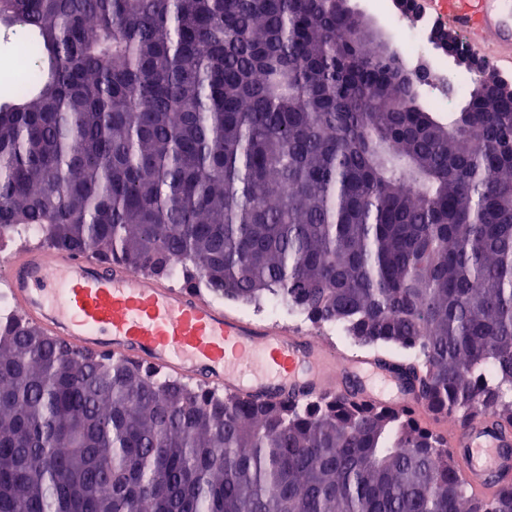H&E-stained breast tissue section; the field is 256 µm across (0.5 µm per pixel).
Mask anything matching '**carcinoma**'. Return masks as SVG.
Segmentation results:
<instances>
[{
  "instance_id": "1",
  "label": "carcinoma",
  "mask_w": 512,
  "mask_h": 512,
  "mask_svg": "<svg viewBox=\"0 0 512 512\" xmlns=\"http://www.w3.org/2000/svg\"><path fill=\"white\" fill-rule=\"evenodd\" d=\"M0 240L268 297L340 326L430 413L512 425V96L448 120L337 0H0ZM0 318V512H512L356 393L242 398ZM3 36L2 31L0 32V97L10 98L22 81L20 75H16L12 80L4 82L3 75L12 71L16 54L27 42L28 37L22 32L9 33L7 39Z\"/></svg>"
}]
</instances>
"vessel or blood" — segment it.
<instances>
[{
  "label": "vessel or blood",
  "mask_w": 512,
  "mask_h": 512,
  "mask_svg": "<svg viewBox=\"0 0 512 512\" xmlns=\"http://www.w3.org/2000/svg\"><path fill=\"white\" fill-rule=\"evenodd\" d=\"M444 23L467 30L483 57L512 64V0H426ZM16 309L77 352L121 356L247 398L303 399L345 376L371 382L378 403L419 401L396 371L347 356L319 337L247 321L162 278L69 249L25 246L0 265ZM457 471L476 502L512 482V429L480 417L448 430Z\"/></svg>",
  "instance_id": "1"
}]
</instances>
